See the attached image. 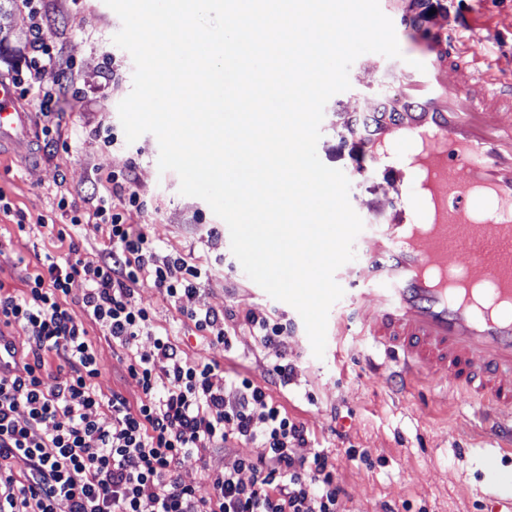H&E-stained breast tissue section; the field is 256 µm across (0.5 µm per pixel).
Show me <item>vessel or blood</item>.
Wrapping results in <instances>:
<instances>
[{
    "label": "vessel or blood",
    "mask_w": 512,
    "mask_h": 512,
    "mask_svg": "<svg viewBox=\"0 0 512 512\" xmlns=\"http://www.w3.org/2000/svg\"><path fill=\"white\" fill-rule=\"evenodd\" d=\"M432 47L366 143L398 202L358 235L367 249L356 315L372 348L409 377L512 409V79L478 73L456 42ZM30 118L0 79V145L26 148ZM441 268L480 282L498 306L480 309L439 281Z\"/></svg>",
    "instance_id": "vessel-or-blood-1"
}]
</instances>
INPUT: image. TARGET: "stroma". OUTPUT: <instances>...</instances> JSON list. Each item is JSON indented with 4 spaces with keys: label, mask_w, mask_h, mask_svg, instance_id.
<instances>
[{
    "label": "stroma",
    "mask_w": 512,
    "mask_h": 512,
    "mask_svg": "<svg viewBox=\"0 0 512 512\" xmlns=\"http://www.w3.org/2000/svg\"><path fill=\"white\" fill-rule=\"evenodd\" d=\"M463 9L466 26L456 35L479 40L478 67L512 75V0H441ZM394 25L401 55L358 57L350 67L348 90L325 106L317 153L326 166L344 172L349 201L366 224L384 223L394 194L369 169L350 133L351 119L369 120L398 88L409 57L427 58L428 41L448 20H418L414 0H379ZM51 35L61 56L73 63L70 88L56 106L59 121L52 141L37 140L30 156L0 155V192L29 222L48 218L68 223L58 202L83 204L91 192L112 190L111 174L132 172L148 208L133 226L144 229L163 255H180L207 270L196 296L204 309L236 314L230 348L210 345L156 289L136 288L137 303L151 309L156 333L169 335L182 360L215 362L221 371L240 373L265 387L275 401L311 432L299 456L324 448L337 459L336 476L345 488L347 512H512V459L499 455L500 437L484 424L481 405L446 394L441 380L393 385L394 362H371L372 348L354 323L337 329L328 318L326 349L316 358L303 320L289 304L267 295L243 271L230 249V232L202 199L180 195L175 172L158 170L159 144L152 134L127 143L118 104L132 89L133 60L112 38L121 20L104 0H48ZM412 24H403V16ZM64 254L56 236L19 233L13 216L0 212V288L24 291L25 269L45 253ZM274 312L293 330L274 345L262 344L247 324L249 314ZM101 365L103 392H121L130 402L142 396L128 374L129 359L98 325L86 322ZM296 364L288 387L272 384L269 370L279 355ZM366 452L371 466L351 462L347 449Z\"/></svg>",
    "instance_id": "1"
}]
</instances>
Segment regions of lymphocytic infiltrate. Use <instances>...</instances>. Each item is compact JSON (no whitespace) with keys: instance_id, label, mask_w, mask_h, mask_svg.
<instances>
[{"instance_id":"f902f5d3","label":"lymphocytic infiltrate","mask_w":512,"mask_h":512,"mask_svg":"<svg viewBox=\"0 0 512 512\" xmlns=\"http://www.w3.org/2000/svg\"><path fill=\"white\" fill-rule=\"evenodd\" d=\"M16 2L33 39L12 80L48 138L67 90L64 69L44 0ZM91 206L111 227L112 245L97 262L84 261L73 240L65 255H45L26 274L22 294L0 292V329L26 337L11 370L0 373V512H341L346 492L329 452L296 455L308 429L264 387L240 375L219 377L215 363L183 362L166 336L140 352L153 315L135 302L137 286L158 290L215 344L229 345L234 313L196 307L201 267L159 255L146 232L133 231L130 219L147 203L130 174L113 176L111 193ZM78 278L86 288L75 298ZM89 320L129 356L139 402L102 391ZM53 356L69 368L65 382L47 370ZM241 440L257 443L261 455L234 459L202 487L182 481L184 459ZM17 459L26 464L20 475L12 468ZM245 470L251 482L241 480Z\"/></svg>"}]
</instances>
